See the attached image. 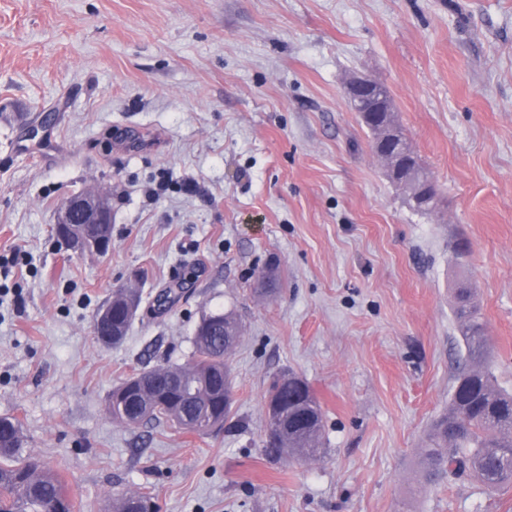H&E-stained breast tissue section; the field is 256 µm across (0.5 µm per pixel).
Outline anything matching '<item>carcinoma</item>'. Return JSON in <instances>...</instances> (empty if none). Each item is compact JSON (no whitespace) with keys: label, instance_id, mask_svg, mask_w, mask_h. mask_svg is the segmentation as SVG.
<instances>
[{"label":"carcinoma","instance_id":"1","mask_svg":"<svg viewBox=\"0 0 512 512\" xmlns=\"http://www.w3.org/2000/svg\"><path fill=\"white\" fill-rule=\"evenodd\" d=\"M465 349V363L457 370L448 401V414L434 424L422 464L426 481L438 483L448 475L467 473L490 490L512 485V392L500 388L486 366L490 355L481 311L470 288L457 289L453 307ZM131 322L112 326V334L98 340L115 345L126 336ZM241 335V324L231 311L202 315L192 337V353L185 364L165 363L132 374L116 386L109 397L112 418L130 426L164 418L188 430L191 421L180 409L184 396L192 407L208 416L211 428L232 420L233 384L227 358ZM279 398L295 410L296 419L277 434L270 455L284 454L305 461L319 454L323 414L309 384L294 373H284L273 383ZM0 512H41L43 505L57 502L63 512L74 505L59 478L31 455H23L19 422L0 417ZM115 512H154L151 497L139 493L116 501Z\"/></svg>","mask_w":512,"mask_h":512}]
</instances>
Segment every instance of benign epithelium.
<instances>
[{"mask_svg": "<svg viewBox=\"0 0 512 512\" xmlns=\"http://www.w3.org/2000/svg\"><path fill=\"white\" fill-rule=\"evenodd\" d=\"M346 96L356 112H388L389 96L386 89L368 76H358L346 85ZM388 146L375 149L374 154L382 161L388 176L404 185L410 191L415 207L425 209L437 200L432 184L418 180L414 173L402 166L407 153L404 143L398 141L397 130L390 128L385 134ZM111 223V214L104 201L96 195H71L62 203L54 224L57 233L73 224L77 232L63 236L64 245L72 250H93L104 253L111 249V243L97 234L95 226ZM267 428L280 431L288 426V407L271 393L266 403Z\"/></svg>", "mask_w": 512, "mask_h": 512, "instance_id": "7a95c632", "label": "benign epithelium"}]
</instances>
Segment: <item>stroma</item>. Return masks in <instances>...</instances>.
Returning <instances> with one entry per match:
<instances>
[{
	"label": "stroma",
	"mask_w": 512,
	"mask_h": 512,
	"mask_svg": "<svg viewBox=\"0 0 512 512\" xmlns=\"http://www.w3.org/2000/svg\"><path fill=\"white\" fill-rule=\"evenodd\" d=\"M360 75L386 86L433 212L371 152L345 96ZM81 192L112 209L108 255L54 235ZM130 284L137 317L102 344L93 317ZM461 286L511 391L512 0H0V416L76 512L126 492L157 512H512V488L422 478ZM215 309L242 326L238 427L115 421L112 389L185 362ZM289 370L321 405L312 460L263 451Z\"/></svg>",
	"instance_id": "stroma-1"
}]
</instances>
